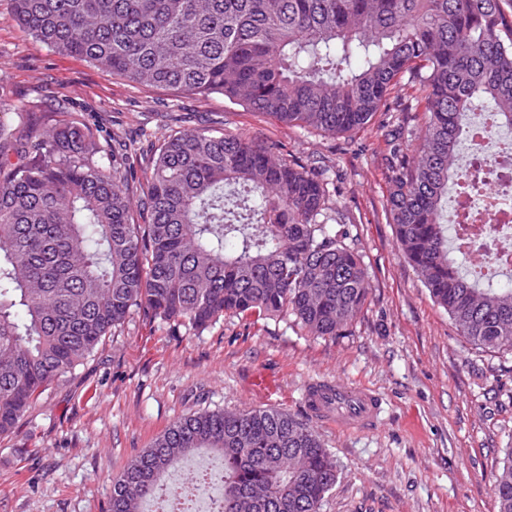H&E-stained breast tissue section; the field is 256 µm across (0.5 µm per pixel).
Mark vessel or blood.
I'll return each instance as SVG.
<instances>
[{"label":"vessel or blood","mask_w":512,"mask_h":512,"mask_svg":"<svg viewBox=\"0 0 512 512\" xmlns=\"http://www.w3.org/2000/svg\"><path fill=\"white\" fill-rule=\"evenodd\" d=\"M302 399L316 422L346 432L375 426L382 413V400L371 388L337 380L309 381Z\"/></svg>","instance_id":"obj_1"}]
</instances>
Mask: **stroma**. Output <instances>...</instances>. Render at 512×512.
<instances>
[{"instance_id":"stroma-1","label":"stroma","mask_w":512,"mask_h":512,"mask_svg":"<svg viewBox=\"0 0 512 512\" xmlns=\"http://www.w3.org/2000/svg\"><path fill=\"white\" fill-rule=\"evenodd\" d=\"M0 80L16 104L80 115L133 140L136 169L151 142L197 124L275 143L336 186L338 223L367 269L371 294L336 339L284 318L228 314L200 334L174 336L130 312L83 365L53 383L9 434L0 435V512H107L112 481L174 421L193 411L276 408L306 418L311 379L364 385L385 402L380 425L318 426L338 479L321 512H498L493 477L512 448V351L461 336L403 260L386 219L383 128L377 113L350 136L284 125L220 94L187 96L112 77L37 43L0 0ZM278 391L255 393V374Z\"/></svg>"}]
</instances>
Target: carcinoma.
Segmentation results:
<instances>
[{
  "label": "carcinoma",
  "instance_id": "obj_1",
  "mask_svg": "<svg viewBox=\"0 0 512 512\" xmlns=\"http://www.w3.org/2000/svg\"><path fill=\"white\" fill-rule=\"evenodd\" d=\"M36 42L127 82L221 94L336 136L399 112L388 140L389 223L403 259L472 344L512 349V289L451 257L448 183L468 114L512 128V10L503 0H10ZM0 81V435L120 329L131 310L200 332L225 314L290 317L334 339L371 285L336 191L273 144L205 127L163 135L141 179L104 157L83 118L50 121L9 103ZM416 137L409 157L400 140ZM222 458V512H320L337 466L314 426L277 409L196 411L112 482L109 512H140L165 474ZM512 512V448L493 481Z\"/></svg>",
  "mask_w": 512,
  "mask_h": 512
}]
</instances>
